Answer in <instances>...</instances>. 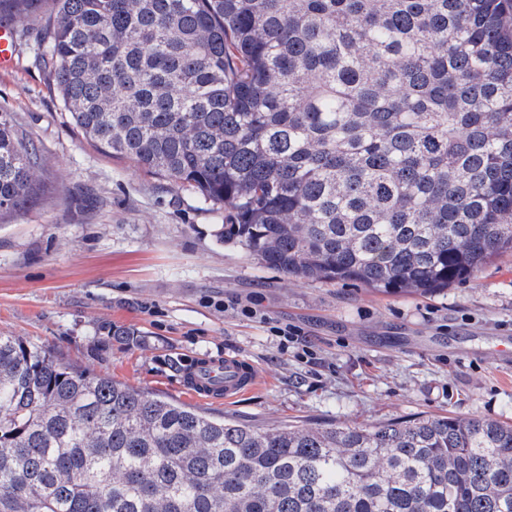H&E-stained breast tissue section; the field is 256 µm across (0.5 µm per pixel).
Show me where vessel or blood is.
<instances>
[{
	"instance_id": "obj_1",
	"label": "vessel or blood",
	"mask_w": 512,
	"mask_h": 512,
	"mask_svg": "<svg viewBox=\"0 0 512 512\" xmlns=\"http://www.w3.org/2000/svg\"><path fill=\"white\" fill-rule=\"evenodd\" d=\"M15 56V31L13 27L0 25V70H12L16 65ZM257 382L255 365L240 356L196 364L184 376L185 385L195 393L227 401L253 390Z\"/></svg>"
}]
</instances>
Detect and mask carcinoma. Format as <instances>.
<instances>
[{
    "label": "carcinoma",
    "mask_w": 512,
    "mask_h": 512,
    "mask_svg": "<svg viewBox=\"0 0 512 512\" xmlns=\"http://www.w3.org/2000/svg\"><path fill=\"white\" fill-rule=\"evenodd\" d=\"M114 158L290 278L434 293L512 250V0H0ZM0 112V217L41 186ZM0 512H512V425L259 430L0 333Z\"/></svg>",
    "instance_id": "1"
}]
</instances>
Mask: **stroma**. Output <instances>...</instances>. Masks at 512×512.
<instances>
[{
  "instance_id": "1",
  "label": "stroma",
  "mask_w": 512,
  "mask_h": 512,
  "mask_svg": "<svg viewBox=\"0 0 512 512\" xmlns=\"http://www.w3.org/2000/svg\"><path fill=\"white\" fill-rule=\"evenodd\" d=\"M35 52L18 39L15 70L0 73V112L40 151L44 187L0 219V333L259 429L425 413L512 424V361L498 351L512 337V251L426 295L289 278L219 240L223 209L91 146ZM227 355L259 367L258 393L224 403L181 389L183 369Z\"/></svg>"
}]
</instances>
